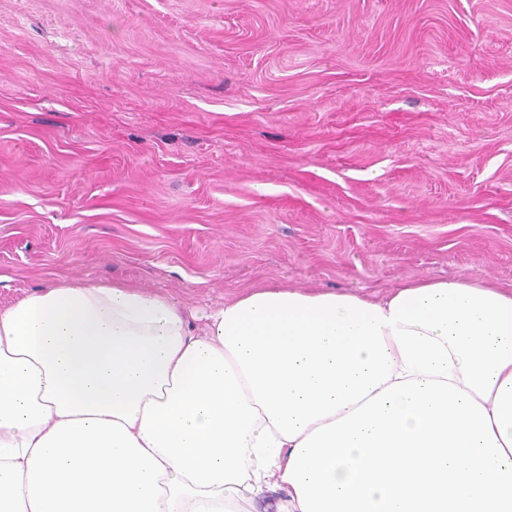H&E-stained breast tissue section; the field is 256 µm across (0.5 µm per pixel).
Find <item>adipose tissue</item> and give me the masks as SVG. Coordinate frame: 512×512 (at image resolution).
Returning <instances> with one entry per match:
<instances>
[{"mask_svg": "<svg viewBox=\"0 0 512 512\" xmlns=\"http://www.w3.org/2000/svg\"><path fill=\"white\" fill-rule=\"evenodd\" d=\"M0 307V512H512V289Z\"/></svg>", "mask_w": 512, "mask_h": 512, "instance_id": "adipose-tissue-1", "label": "adipose tissue"}]
</instances>
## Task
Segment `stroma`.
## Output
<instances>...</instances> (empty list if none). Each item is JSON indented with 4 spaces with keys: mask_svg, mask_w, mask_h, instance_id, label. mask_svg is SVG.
I'll return each mask as SVG.
<instances>
[{
    "mask_svg": "<svg viewBox=\"0 0 512 512\" xmlns=\"http://www.w3.org/2000/svg\"><path fill=\"white\" fill-rule=\"evenodd\" d=\"M512 288V0H0V307Z\"/></svg>",
    "mask_w": 512,
    "mask_h": 512,
    "instance_id": "1",
    "label": "stroma"
}]
</instances>
